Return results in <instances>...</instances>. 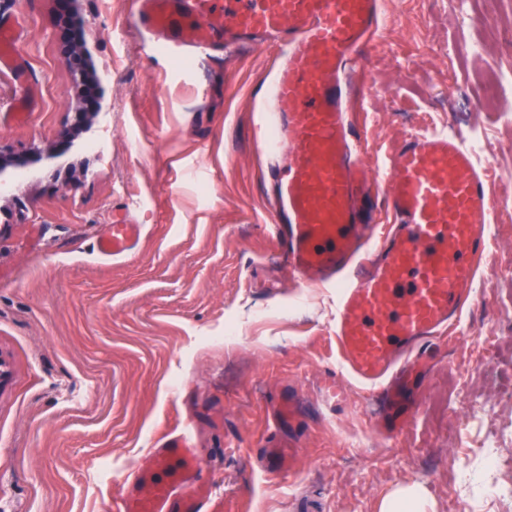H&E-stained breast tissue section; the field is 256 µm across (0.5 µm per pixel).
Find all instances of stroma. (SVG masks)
<instances>
[{
    "instance_id": "35a3bbf8",
    "label": "stroma",
    "mask_w": 512,
    "mask_h": 512,
    "mask_svg": "<svg viewBox=\"0 0 512 512\" xmlns=\"http://www.w3.org/2000/svg\"><path fill=\"white\" fill-rule=\"evenodd\" d=\"M0 0V147L36 161L0 190V512H107L123 477L167 434L194 427L205 512H381L414 488L424 512H455L469 403L512 483V223L478 269L453 343L403 392L388 433L351 388L319 406L339 367L338 286L306 287L266 226L265 161L252 113L275 65L265 48L203 52L135 26L132 0ZM378 44L360 50L351 114L364 160L405 135L482 140L489 193L512 202V0H386ZM81 46L98 110L59 152L80 108L66 47ZM127 213L122 256L99 236ZM489 341L492 355L467 350ZM305 412L291 469L267 473L271 398Z\"/></svg>"
}]
</instances>
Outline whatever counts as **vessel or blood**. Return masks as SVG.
<instances>
[{"label":"vessel or blood","mask_w":512,"mask_h":512,"mask_svg":"<svg viewBox=\"0 0 512 512\" xmlns=\"http://www.w3.org/2000/svg\"><path fill=\"white\" fill-rule=\"evenodd\" d=\"M179 2L133 0L134 14L151 30L187 31L200 48L219 37L228 46L271 47L282 57L261 115L272 128L263 142L272 159L263 180L275 215L272 235L291 272L304 283H323L362 249L371 251L365 276L338 294L341 367L324 386L326 403L347 399V379L371 390L388 385L393 370L410 375L421 362L414 349L459 325L499 201L455 137L408 136L384 166L361 160L344 74L357 48L382 32V0H210L189 23ZM381 199L393 215L385 226ZM138 234L130 220L111 224L99 249L126 254ZM293 456L274 441L262 464L276 473ZM125 482L116 512H203L209 499L188 431L161 441Z\"/></svg>","instance_id":"obj_1"}]
</instances>
